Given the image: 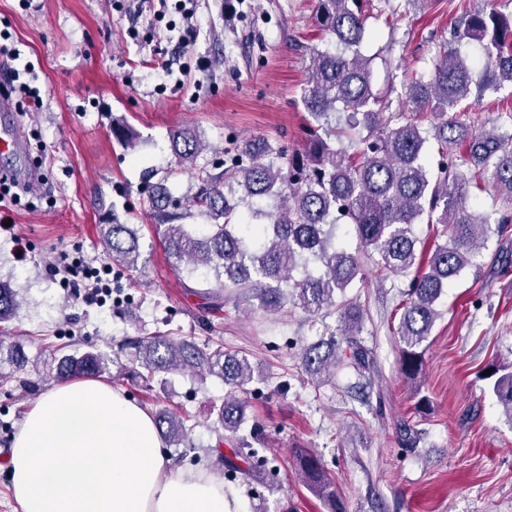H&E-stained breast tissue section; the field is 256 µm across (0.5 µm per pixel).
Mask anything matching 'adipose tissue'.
Masks as SVG:
<instances>
[{"mask_svg":"<svg viewBox=\"0 0 512 512\" xmlns=\"http://www.w3.org/2000/svg\"><path fill=\"white\" fill-rule=\"evenodd\" d=\"M9 480L21 512H242L223 478L175 467L151 413L97 380L34 403L14 437Z\"/></svg>","mask_w":512,"mask_h":512,"instance_id":"1","label":"adipose tissue"}]
</instances>
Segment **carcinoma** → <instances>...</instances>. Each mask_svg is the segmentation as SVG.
I'll return each mask as SVG.
<instances>
[{"label": "carcinoma", "mask_w": 512, "mask_h": 512, "mask_svg": "<svg viewBox=\"0 0 512 512\" xmlns=\"http://www.w3.org/2000/svg\"><path fill=\"white\" fill-rule=\"evenodd\" d=\"M369 2L318 0L319 27L335 41L307 47L311 62L301 90L308 113L304 152L290 155L285 144L268 139L219 149L207 146L196 131L177 128L169 133L170 149L195 181L192 205L172 194L166 176L145 181L144 191L171 266L201 283L209 307L232 300L271 314L291 305L312 315L339 308V332H328L302 352L314 377L333 374L342 363L336 359L338 334L347 339L354 364L368 363L366 350L354 340L364 328V309L355 301L336 305V294L362 274V259L374 257L393 275L408 278L395 334L400 370L414 380L423 369V343L440 317L438 300L471 265L481 240L512 231L508 219L478 211L469 192L470 184L488 172L512 200V133L448 118L471 95L512 84V15L498 10L494 0L465 12L453 44L440 46L428 71L405 85L407 108L387 118L389 98L373 89V58L360 50ZM472 41L482 51L479 67L461 53L460 46ZM112 137L136 149L137 138L126 124L112 123ZM431 140L438 145L435 163L425 151ZM449 145L462 151L448 155ZM205 152L210 159L200 165ZM192 206L210 220L201 232L183 223ZM425 218L448 227L445 242L422 244L415 226ZM344 223L353 226L359 241L355 252L336 244ZM99 231L104 256L114 267L140 271L143 243L133 225L101 224ZM299 268L303 276L296 279L292 272ZM21 304L19 294L0 282V322L12 318ZM120 349L131 351L130 371L146 386L171 372L221 380L229 392L217 409L215 447L233 440L239 445L234 457L245 459L241 466L223 457L224 478L268 486L277 480L276 459L250 447L243 435L249 407L243 394L264 380L246 354L166 336L127 337ZM107 370L101 353L66 354L56 378L63 382ZM492 375L493 393L512 419V363L497 365ZM154 418L169 447L187 454L192 445L184 419L164 408ZM293 461L332 512H343L321 461L303 449L293 453Z\"/></svg>", "instance_id": "cac0c4a2"}]
</instances>
